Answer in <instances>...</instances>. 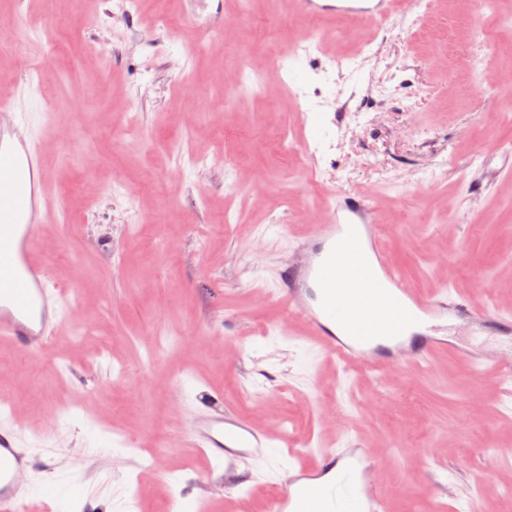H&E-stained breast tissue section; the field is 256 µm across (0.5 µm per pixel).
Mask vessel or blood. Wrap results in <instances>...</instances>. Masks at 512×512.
<instances>
[{"label": "vessel or blood", "instance_id": "obj_1", "mask_svg": "<svg viewBox=\"0 0 512 512\" xmlns=\"http://www.w3.org/2000/svg\"><path fill=\"white\" fill-rule=\"evenodd\" d=\"M310 15H350L375 23L412 0H297ZM54 208L36 144L14 141L0 128V338L38 354L59 326V295L47 285L35 239ZM277 295L324 352L385 373L422 366L450 349L442 325L456 321L471 335H512V315L476 308L469 295L443 289L430 296L410 288L387 256L363 194L338 192L327 216L315 224L299 253L279 275ZM454 349V348H451ZM485 375L512 380V354L488 353L486 345L454 349ZM190 447L231 467L245 458H265L267 434L244 417L225 413L221 399L191 421ZM34 460L12 433L0 431V512H20L24 479ZM340 489L338 512H389L373 475L368 449L321 452L315 467L292 469L270 512H306L312 497Z\"/></svg>", "mask_w": 512, "mask_h": 512}]
</instances>
